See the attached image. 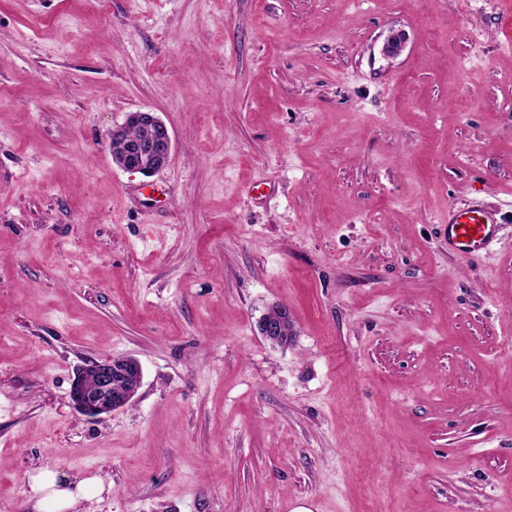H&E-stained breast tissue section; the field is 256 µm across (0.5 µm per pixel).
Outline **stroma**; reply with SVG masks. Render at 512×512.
Instances as JSON below:
<instances>
[{"label":"stroma","instance_id":"obj_1","mask_svg":"<svg viewBox=\"0 0 512 512\" xmlns=\"http://www.w3.org/2000/svg\"><path fill=\"white\" fill-rule=\"evenodd\" d=\"M502 2L0 0V512H55L42 469L102 480L70 512H512V209L474 258L445 230L512 193ZM132 129L125 136V130ZM139 128V129H137ZM143 135H141V131ZM121 142V151L114 156L115 164L129 172L153 174L167 167L174 151V143L166 123L155 113L138 111L130 113L123 125L112 130L109 137V148L112 154L117 151V144ZM290 321V313L288 307L278 306L273 311H269L261 321V331L263 336L272 343H277L286 333L285 327ZM287 335L291 336L292 327L288 325ZM141 376V366L134 359L92 361L77 371L69 393L71 403L83 416L101 419L132 400Z\"/></svg>","mask_w":512,"mask_h":512}]
</instances>
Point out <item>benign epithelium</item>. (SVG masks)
Listing matches in <instances>:
<instances>
[{"instance_id": "1", "label": "benign epithelium", "mask_w": 512, "mask_h": 512, "mask_svg": "<svg viewBox=\"0 0 512 512\" xmlns=\"http://www.w3.org/2000/svg\"><path fill=\"white\" fill-rule=\"evenodd\" d=\"M405 38L393 33L383 45L385 55L395 57L404 47ZM142 130L138 139H129L125 130ZM109 141L121 143V151L114 157L115 164L129 172L153 174L167 167L174 151V143L166 123L155 113H130L123 125L112 130ZM290 321L288 307L279 306L268 312L261 321L263 336L272 343L285 334ZM140 364L129 358L96 360L77 371L70 388V400L77 412L90 419H101L127 405L134 397L141 381Z\"/></svg>"}]
</instances>
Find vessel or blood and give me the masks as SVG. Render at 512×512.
Segmentation results:
<instances>
[{
  "label": "vessel or blood",
  "instance_id": "vessel-or-blood-1",
  "mask_svg": "<svg viewBox=\"0 0 512 512\" xmlns=\"http://www.w3.org/2000/svg\"><path fill=\"white\" fill-rule=\"evenodd\" d=\"M448 247L457 255L473 257L499 242V225L493 212L478 206L448 210Z\"/></svg>",
  "mask_w": 512,
  "mask_h": 512
}]
</instances>
